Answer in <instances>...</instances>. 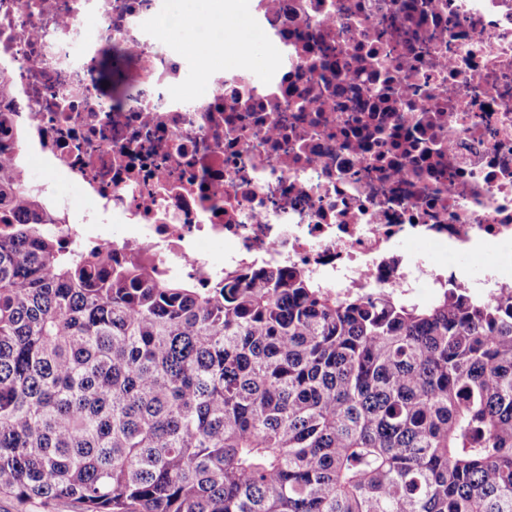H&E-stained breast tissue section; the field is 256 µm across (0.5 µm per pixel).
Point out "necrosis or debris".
I'll list each match as a JSON object with an SVG mask.
<instances>
[{"mask_svg":"<svg viewBox=\"0 0 512 512\" xmlns=\"http://www.w3.org/2000/svg\"><path fill=\"white\" fill-rule=\"evenodd\" d=\"M249 10L266 66L242 46L199 95L184 85L195 53L158 34L167 0H0L14 121L91 203L59 204L51 232L156 277L272 264L337 299H416L443 283L512 298V0ZM107 47L131 82L103 99ZM436 251L478 261L479 275Z\"/></svg>","mask_w":512,"mask_h":512,"instance_id":"4bbe7bcc","label":"necrosis or debris"}]
</instances>
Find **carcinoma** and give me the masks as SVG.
I'll use <instances>...</instances> for the list:
<instances>
[{
  "label": "carcinoma",
  "instance_id": "obj_1",
  "mask_svg": "<svg viewBox=\"0 0 512 512\" xmlns=\"http://www.w3.org/2000/svg\"><path fill=\"white\" fill-rule=\"evenodd\" d=\"M0 108V494L83 512H512V300L201 287L48 229Z\"/></svg>",
  "mask_w": 512,
  "mask_h": 512
}]
</instances>
